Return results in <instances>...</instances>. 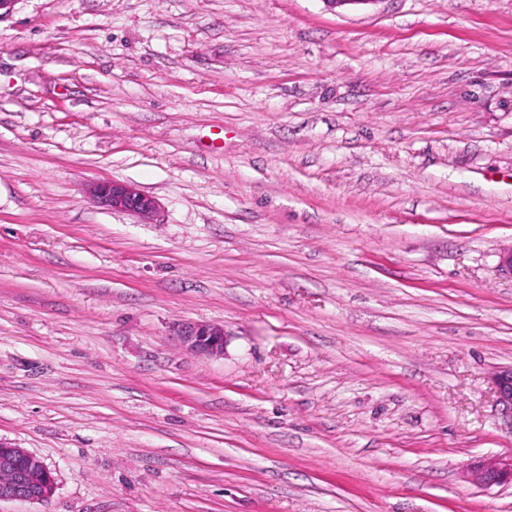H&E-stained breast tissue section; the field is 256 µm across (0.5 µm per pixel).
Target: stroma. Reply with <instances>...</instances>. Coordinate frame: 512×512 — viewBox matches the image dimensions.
<instances>
[{"label":"stroma","mask_w":512,"mask_h":512,"mask_svg":"<svg viewBox=\"0 0 512 512\" xmlns=\"http://www.w3.org/2000/svg\"><path fill=\"white\" fill-rule=\"evenodd\" d=\"M511 247L512 0H16L0 512H512ZM91 193L100 206L112 211L150 217L158 206L153 197L142 193L129 183L113 179L93 184ZM182 346L190 353L209 357L224 355L225 333L221 325L206 322H182L174 326ZM493 385L497 405L509 412L512 419V367L496 372L493 375ZM25 457L26 464L20 465L17 459ZM45 471L49 486L54 488L51 472L42 460L22 448H15L0 441V502L39 501L47 498L52 491L39 493V473ZM468 476L479 487L512 485V455L475 464L468 469Z\"/></svg>","instance_id":"35a3bbf8"}]
</instances>
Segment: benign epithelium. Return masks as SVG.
I'll list each match as a JSON object with an SVG mask.
<instances>
[{"label": "benign epithelium", "mask_w": 512, "mask_h": 512, "mask_svg": "<svg viewBox=\"0 0 512 512\" xmlns=\"http://www.w3.org/2000/svg\"><path fill=\"white\" fill-rule=\"evenodd\" d=\"M91 193L97 203L108 210L143 217H150L157 210L153 197L126 182L113 179L100 181L93 184ZM173 331L190 353L209 357L224 355L225 333L221 325L188 321L177 324ZM493 385L496 403L512 414V367L496 372ZM21 457L26 459V464L17 463ZM42 470L45 471L48 485H54L51 472L42 460L23 448L0 441V502L39 501L48 497V492L36 490ZM468 476L479 487L512 485V455L475 464L468 469Z\"/></svg>", "instance_id": "1"}]
</instances>
